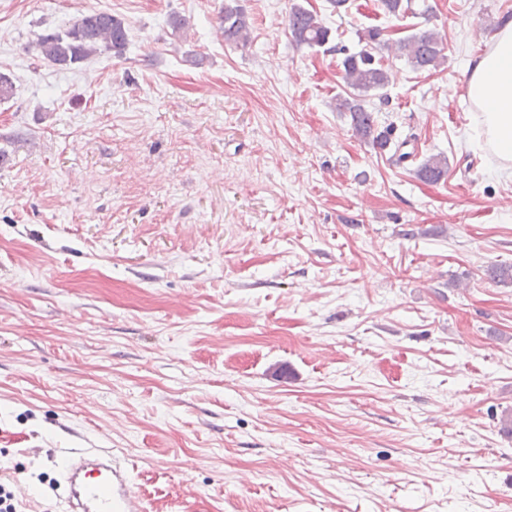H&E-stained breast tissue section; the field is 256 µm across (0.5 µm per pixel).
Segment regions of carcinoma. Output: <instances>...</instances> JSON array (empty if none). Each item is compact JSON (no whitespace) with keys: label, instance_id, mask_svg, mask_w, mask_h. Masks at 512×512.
<instances>
[{"label":"carcinoma","instance_id":"1","mask_svg":"<svg viewBox=\"0 0 512 512\" xmlns=\"http://www.w3.org/2000/svg\"><path fill=\"white\" fill-rule=\"evenodd\" d=\"M384 11L395 17L416 13L413 0H381ZM429 12L424 6L418 13ZM220 30L224 41L245 45L250 39V25L243 7L237 0H227L224 14L220 18ZM288 32L294 43L308 47H323L330 42L331 30L318 14L300 3L292 4L288 14ZM128 45L127 29L123 19L107 12H92L72 21L68 25L48 30L38 35L35 49L44 60L61 67H71L102 52L123 56ZM415 70H435L446 59L440 34L430 28H420L392 45ZM345 83L357 91L353 97L336 98V111L348 112L355 133L368 140L381 152L394 151L402 161L409 154L400 152V146L392 141L390 130L378 129L373 112L367 109L359 95L379 92L390 82L388 68L371 51L364 48L357 53L345 55L341 61ZM447 159L431 156L420 164L417 173L420 179L434 183L445 174ZM485 275L496 284L512 283V265H491Z\"/></svg>","mask_w":512,"mask_h":512}]
</instances>
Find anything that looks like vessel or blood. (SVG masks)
Listing matches in <instances>:
<instances>
[{
    "label": "vessel or blood",
    "mask_w": 512,
    "mask_h": 512,
    "mask_svg": "<svg viewBox=\"0 0 512 512\" xmlns=\"http://www.w3.org/2000/svg\"><path fill=\"white\" fill-rule=\"evenodd\" d=\"M61 482L67 512H148L127 466L111 451L66 449Z\"/></svg>",
    "instance_id": "b4317fda"
}]
</instances>
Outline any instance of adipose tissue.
Here are the masks:
<instances>
[{
  "label": "adipose tissue",
  "mask_w": 512,
  "mask_h": 512,
  "mask_svg": "<svg viewBox=\"0 0 512 512\" xmlns=\"http://www.w3.org/2000/svg\"><path fill=\"white\" fill-rule=\"evenodd\" d=\"M468 93L483 140L512 164V19H504L488 49L468 68Z\"/></svg>",
  "instance_id": "1"
}]
</instances>
